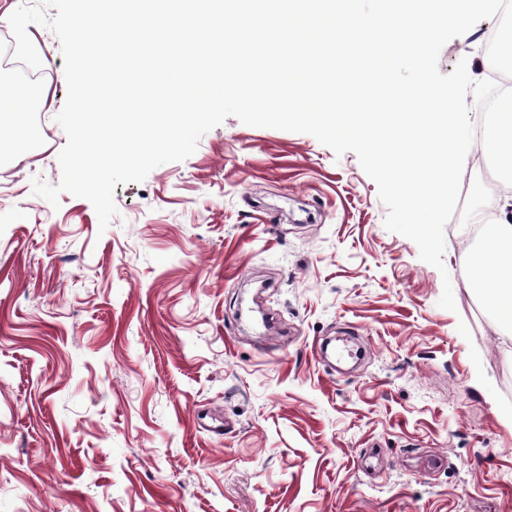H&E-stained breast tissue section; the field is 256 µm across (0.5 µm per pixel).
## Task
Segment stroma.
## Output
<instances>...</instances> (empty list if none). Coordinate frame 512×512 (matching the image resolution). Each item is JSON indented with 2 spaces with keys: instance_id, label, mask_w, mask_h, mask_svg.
I'll use <instances>...</instances> for the list:
<instances>
[{
  "instance_id": "35a3bbf8",
  "label": "stroma",
  "mask_w": 512,
  "mask_h": 512,
  "mask_svg": "<svg viewBox=\"0 0 512 512\" xmlns=\"http://www.w3.org/2000/svg\"><path fill=\"white\" fill-rule=\"evenodd\" d=\"M497 25L440 72L487 79ZM27 31L51 101L44 145L0 166V512H512V351L457 264L496 178L478 147L440 269L355 153L232 116L116 185L103 230L33 193L61 179L67 85ZM344 334L361 360L322 356Z\"/></svg>"
}]
</instances>
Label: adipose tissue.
Returning a JSON list of instances; mask_svg holds the SVG:
<instances>
[{"label":"adipose tissue","instance_id":"ef3b65f1","mask_svg":"<svg viewBox=\"0 0 512 512\" xmlns=\"http://www.w3.org/2000/svg\"><path fill=\"white\" fill-rule=\"evenodd\" d=\"M478 142L490 155L501 178L492 213L480 216L475 226L480 246L468 249L459 260L466 290L487 303L500 335H512V87L504 90L493 119L479 118Z\"/></svg>","mask_w":512,"mask_h":512}]
</instances>
